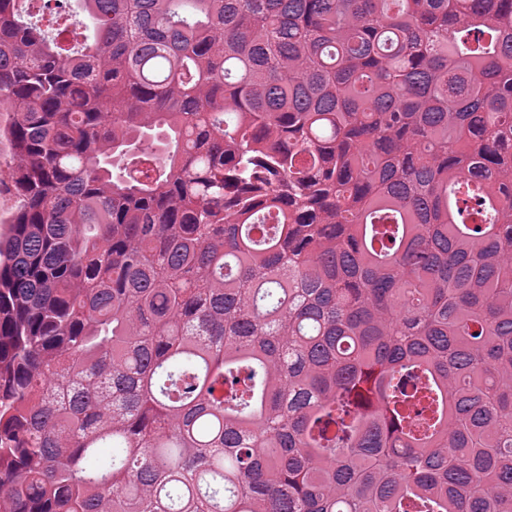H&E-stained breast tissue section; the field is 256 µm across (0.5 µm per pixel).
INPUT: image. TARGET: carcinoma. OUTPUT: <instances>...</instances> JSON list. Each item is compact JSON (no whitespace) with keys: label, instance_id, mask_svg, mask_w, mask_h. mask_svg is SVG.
Listing matches in <instances>:
<instances>
[{"label":"carcinoma","instance_id":"obj_1","mask_svg":"<svg viewBox=\"0 0 512 512\" xmlns=\"http://www.w3.org/2000/svg\"><path fill=\"white\" fill-rule=\"evenodd\" d=\"M0 0V512H512V0ZM42 5L43 3H38L36 0H19L18 2V8L22 14L33 22L37 21L42 29L55 28L57 24L63 22V19H60L58 15L49 16L48 12H43ZM52 23H55V25ZM15 156L6 135L0 136V230L5 232L17 208L18 199L11 186L10 170Z\"/></svg>","mask_w":512,"mask_h":512}]
</instances>
